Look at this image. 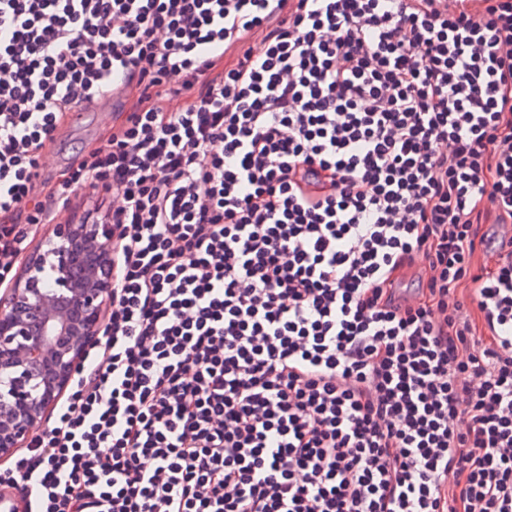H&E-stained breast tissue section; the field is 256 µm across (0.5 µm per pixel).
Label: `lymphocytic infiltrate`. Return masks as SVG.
<instances>
[{
    "label": "lymphocytic infiltrate",
    "instance_id": "obj_1",
    "mask_svg": "<svg viewBox=\"0 0 512 512\" xmlns=\"http://www.w3.org/2000/svg\"><path fill=\"white\" fill-rule=\"evenodd\" d=\"M81 193L112 309L30 512H512V0H0L1 279ZM94 104L86 107L85 112H76L62 127L54 144L55 163L50 169L52 180H57L64 170L93 147L107 145L106 133L112 124L119 121L112 100L102 103L97 112Z\"/></svg>",
    "mask_w": 512,
    "mask_h": 512
}]
</instances>
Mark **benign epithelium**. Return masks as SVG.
I'll use <instances>...</instances> for the list:
<instances>
[{
	"label": "benign epithelium",
	"instance_id": "obj_1",
	"mask_svg": "<svg viewBox=\"0 0 512 512\" xmlns=\"http://www.w3.org/2000/svg\"><path fill=\"white\" fill-rule=\"evenodd\" d=\"M112 225L56 224L0 293V461L28 446L99 342Z\"/></svg>",
	"mask_w": 512,
	"mask_h": 512
}]
</instances>
